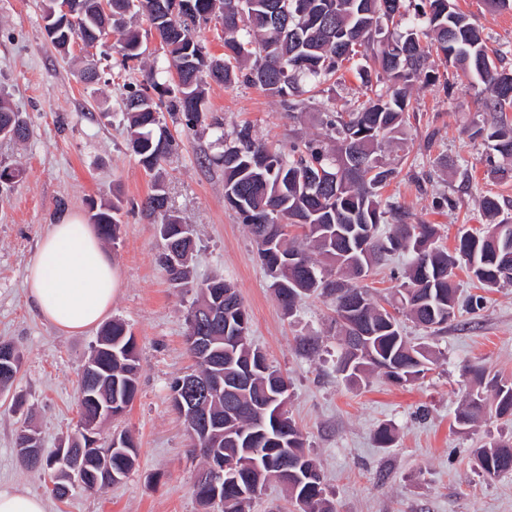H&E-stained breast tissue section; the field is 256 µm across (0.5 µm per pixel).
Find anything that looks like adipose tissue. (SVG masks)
I'll return each mask as SVG.
<instances>
[{
  "label": "adipose tissue",
  "mask_w": 512,
  "mask_h": 512,
  "mask_svg": "<svg viewBox=\"0 0 512 512\" xmlns=\"http://www.w3.org/2000/svg\"><path fill=\"white\" fill-rule=\"evenodd\" d=\"M25 285L48 323L60 332L77 333L108 316L120 278L91 225L67 213L40 239Z\"/></svg>",
  "instance_id": "ef3b65f1"
}]
</instances>
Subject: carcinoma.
I'll return each instance as SVG.
<instances>
[{"instance_id": "carcinoma-1", "label": "carcinoma", "mask_w": 512, "mask_h": 512, "mask_svg": "<svg viewBox=\"0 0 512 512\" xmlns=\"http://www.w3.org/2000/svg\"><path fill=\"white\" fill-rule=\"evenodd\" d=\"M177 0H112V15L102 13L96 0H72L75 25L64 24L60 11L50 4L45 18L56 26L51 42L66 49L74 40L99 42L108 31L122 35V62L141 55L139 34L125 27L126 14L135 11L151 22L165 59L146 78V86L129 92L123 100L130 142L139 163L154 171L170 154L173 140L160 123L163 102L148 90L157 91L167 76L177 77L179 97L167 109L183 114L186 126L204 116L203 78L226 84L242 82L257 86L281 99L290 109L300 105V82L315 89L343 77V63L362 53L372 61L369 78L386 76L375 98L359 112L343 109L327 113V126L336 134V148L323 139L293 142L287 147L269 146L255 139L247 125L232 134L218 135L213 163L224 169V201L248 227L258 258L270 278V288L284 315L290 317L304 295L318 294L334 303L336 326L343 336L337 370L351 382H365L378 374L395 385L420 379L435 361L427 346L413 344L400 332L395 317L377 304L368 290L354 283L359 269L379 264L397 252L410 255L397 289V303L419 326L433 332L444 329L458 308L454 270L465 264L472 280L484 288L512 283V249L497 251L488 234L498 228L465 231L457 236L454 250L439 244V225L411 224L395 203L382 202V190L398 171L380 160L382 147L399 139L409 120L407 90L438 77L428 70L436 55L460 67L480 83L479 95L494 120L476 129L502 161L512 163V73L488 55L480 30L453 7L452 0H188L190 8L173 14ZM219 16L224 23V57L207 56L195 36L203 23ZM401 27L389 37V27ZM431 36L427 43L422 37ZM8 127L14 139L28 136L21 113L0 97V129ZM119 206H101L92 219L99 234L116 240ZM141 213L157 225L162 251L158 262L174 289L190 287L188 260L194 249L192 231L183 230L173 214L161 183L141 204ZM303 228L300 237L282 232L265 238L268 220ZM390 225L381 232V225ZM181 260H170L171 250ZM229 284L213 278L197 287L198 298L186 315L187 335L212 336L215 353L200 359L193 347L197 369L177 378L171 386L172 407L182 409L177 395L187 379H214L221 393L202 408L210 431L220 433L217 451L224 461L239 466L236 481L219 492L194 488L204 509L247 512L251 501L271 483L282 485L294 505L304 512H334L320 468L305 448L301 430L289 415V393L279 387L288 383L265 355L248 340L250 318L239 296L224 298ZM212 304L221 312L217 328H202L192 320L194 309ZM98 373L80 375L78 391L93 393L98 401L112 402V417L124 414L138 392V357L134 336L119 320L105 326L93 350ZM470 390L455 416L464 430L485 416L512 422V381L496 376ZM193 448L204 459L202 471L214 457L207 438L186 425ZM27 432L21 429L15 447L21 462L47 469L52 454L40 460L27 455ZM121 447H96L83 453V468L73 481L86 491L114 484L111 475L126 478L135 468L138 450L124 432ZM473 457L483 476L512 474V443L495 437L474 449ZM71 481V482H73ZM64 480L62 484L71 486ZM219 497L214 505L211 498Z\"/></svg>"}]
</instances>
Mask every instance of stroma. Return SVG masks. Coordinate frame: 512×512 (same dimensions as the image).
Instances as JSON below:
<instances>
[{
    "instance_id": "stroma-1",
    "label": "stroma",
    "mask_w": 512,
    "mask_h": 512,
    "mask_svg": "<svg viewBox=\"0 0 512 512\" xmlns=\"http://www.w3.org/2000/svg\"><path fill=\"white\" fill-rule=\"evenodd\" d=\"M455 2L482 30L490 55L512 70V11L494 10L487 0ZM46 5L0 0V97L31 129L26 141L0 140V167L20 172L0 187V341L13 342L22 354L14 383L0 393V490L38 494L47 512H203L192 491L201 458L169 391L172 379L194 364L185 316L195 292L170 288L157 263L160 237L140 212L158 181L171 209L194 229L195 282L220 276L236 288L250 315L252 343L289 378L288 410L321 466L335 512H512V475L486 479L472 456L486 434L512 439V423L487 419L466 430L455 424L456 410L474 386L471 367L512 380V285L486 291L465 268L456 269L461 306L447 328L432 333L400 322L409 340L437 355L426 376L406 386L375 376L354 385L336 370L330 302L311 295L294 316H284L247 227L224 202V171L212 161L213 121L228 133L250 124L256 139L276 145L324 137L330 106L354 109L374 95L361 76L364 57L355 56L339 83L294 110L254 86L206 81L207 112L195 129H186L179 115L161 112L175 150L149 173L129 145L122 110L128 86L145 82L162 54L148 18L128 19L142 35L144 53L125 70L118 65L115 34L91 48L79 41L56 48L45 30ZM409 97L404 139L381 152L399 172L384 197L402 205L411 223L439 225L448 248L460 231L485 227V195L498 196V218L512 224V166L475 137L491 115L468 81L448 90L418 83ZM443 156L447 167H436ZM443 196L450 206L436 209ZM115 201L121 207L118 238L104 244L120 276L110 316L124 321L136 339L139 387L129 411L103 427L98 439L105 445L113 430L126 431L139 456L120 483L95 492L77 487L60 500L44 471L21 464L15 437L22 427L35 428L50 452L75 432L79 373L99 330L64 334L43 320L26 295L25 271L41 235L63 214L87 219L93 206ZM405 263V256H394L365 277L382 306L391 305ZM478 293L486 304L473 313L466 302ZM303 336L322 338L316 357L298 350ZM385 425L394 432L388 448L376 442Z\"/></svg>"
}]
</instances>
